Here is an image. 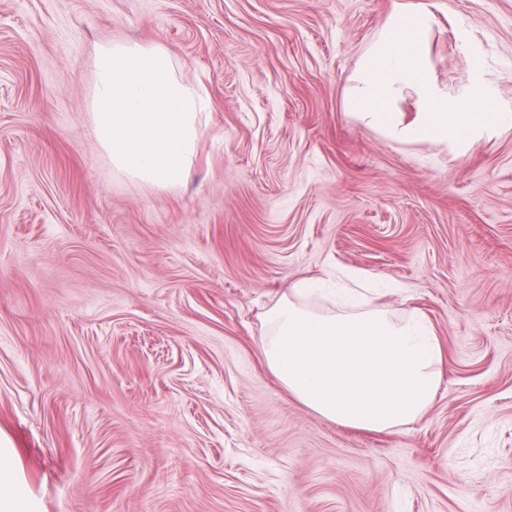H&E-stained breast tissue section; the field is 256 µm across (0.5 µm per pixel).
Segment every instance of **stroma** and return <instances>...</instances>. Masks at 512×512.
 <instances>
[{"label": "stroma", "mask_w": 512, "mask_h": 512, "mask_svg": "<svg viewBox=\"0 0 512 512\" xmlns=\"http://www.w3.org/2000/svg\"><path fill=\"white\" fill-rule=\"evenodd\" d=\"M394 0H0V451L31 512H512V129L462 156L344 110ZM512 98V0H437ZM159 44L214 112L187 180L115 171L97 48ZM346 267L432 324L418 422L344 428L288 395L262 316Z\"/></svg>", "instance_id": "obj_1"}]
</instances>
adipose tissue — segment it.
<instances>
[{"label":"adipose tissue","mask_w":512,"mask_h":512,"mask_svg":"<svg viewBox=\"0 0 512 512\" xmlns=\"http://www.w3.org/2000/svg\"><path fill=\"white\" fill-rule=\"evenodd\" d=\"M430 0H400L344 95L345 109L399 143L459 154L512 128V100L500 98L483 46L464 22L453 25L468 78L448 90L437 76ZM358 273L332 288L303 281L264 316L263 362L280 384L322 418L376 433L415 423L431 406L446 366L422 316L368 306Z\"/></svg>","instance_id":"1"}]
</instances>
